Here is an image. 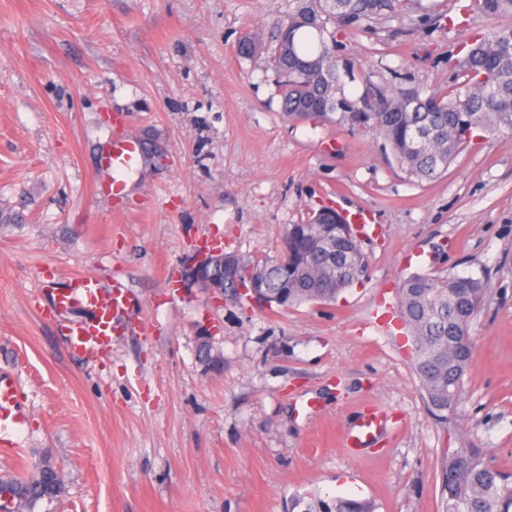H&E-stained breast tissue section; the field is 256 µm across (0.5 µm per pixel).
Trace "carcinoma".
<instances>
[{"mask_svg":"<svg viewBox=\"0 0 512 512\" xmlns=\"http://www.w3.org/2000/svg\"><path fill=\"white\" fill-rule=\"evenodd\" d=\"M293 8L269 45L243 39L242 55L267 50L277 77L281 111L290 120H338L380 138L409 177L434 180L454 158L481 139L512 134V0H468L459 22L474 18L494 25L462 44L455 60L457 81L419 89L369 84L358 97L345 93L353 70L339 64L338 35L379 16L397 13L403 0H292ZM339 118H334V115ZM279 257L249 260L234 253L242 269L251 266L262 295L278 307L329 304L366 275L367 260L351 224L332 207H322L303 224H289ZM224 263L205 275L213 292L235 291L224 281ZM484 288L479 279L414 274L399 288V317L408 330L415 364L428 403L438 413L456 405L472 357L468 336ZM444 512H512V477L488 462L481 449L451 448L440 470ZM63 480L50 456L26 478L0 477V496L32 512L38 502L62 496ZM290 512H375L367 500L295 494Z\"/></svg>","mask_w":512,"mask_h":512,"instance_id":"obj_1","label":"carcinoma"}]
</instances>
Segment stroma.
I'll use <instances>...</instances> for the list:
<instances>
[{
	"mask_svg": "<svg viewBox=\"0 0 512 512\" xmlns=\"http://www.w3.org/2000/svg\"><path fill=\"white\" fill-rule=\"evenodd\" d=\"M464 0H420L340 33L366 84L451 83ZM292 0H0V373L26 425L0 476L43 456L64 494L34 512H288L294 493L443 512L448 449L512 473V135L462 151L438 180L408 177L379 139L280 110L265 52ZM122 114L141 155L123 201L99 158ZM330 206L363 212L362 283L332 304L217 302L194 281L200 249L276 257L287 225ZM52 268L53 278L41 275ZM91 273L140 305L92 364L47 313ZM472 276L484 301L460 398L437 414L408 354L398 288L412 274ZM224 357L203 373L198 339ZM375 404L396 423L352 452Z\"/></svg>",
	"mask_w": 512,
	"mask_h": 512,
	"instance_id": "1",
	"label": "stroma"
}]
</instances>
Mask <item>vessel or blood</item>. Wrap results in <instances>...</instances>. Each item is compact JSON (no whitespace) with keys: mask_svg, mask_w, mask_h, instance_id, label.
Masks as SVG:
<instances>
[{"mask_svg":"<svg viewBox=\"0 0 512 512\" xmlns=\"http://www.w3.org/2000/svg\"><path fill=\"white\" fill-rule=\"evenodd\" d=\"M138 154L139 145L134 134L123 127L120 118H113L112 141L101 158L102 165L112 171L110 191L113 196L122 194L125 187L122 176L136 164ZM133 304V298L121 283L106 287L91 274L71 277L51 300V306L58 314L72 308L88 310V318L71 320L60 326L69 346L88 360L101 358L110 350L117 319ZM21 422L17 382L10 376L0 375V437L10 435ZM385 424L381 411L372 407L365 409L347 436L349 446H362Z\"/></svg>","mask_w":512,"mask_h":512,"instance_id":"obj_1","label":"vessel or blood"}]
</instances>
